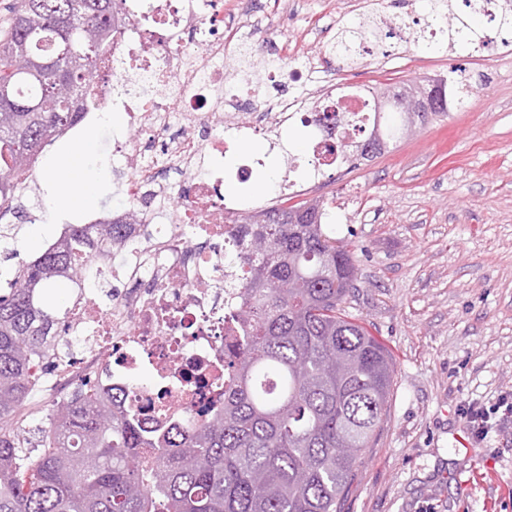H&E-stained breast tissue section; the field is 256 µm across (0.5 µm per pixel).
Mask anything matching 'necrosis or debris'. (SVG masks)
Here are the masks:
<instances>
[{
    "instance_id": "obj_1",
    "label": "necrosis or debris",
    "mask_w": 512,
    "mask_h": 512,
    "mask_svg": "<svg viewBox=\"0 0 512 512\" xmlns=\"http://www.w3.org/2000/svg\"><path fill=\"white\" fill-rule=\"evenodd\" d=\"M223 28L224 0H126L86 113L104 100L125 112L126 131L113 136L107 159L136 215L135 232L120 261L108 244L94 261L124 284L109 307L82 287L65 310L60 334L78 352H49L36 384L55 404L83 387L101 398L119 392L129 418L154 434L198 411L223 410L224 355L243 334L236 323L240 271L225 261L224 246L250 212L257 163L241 155L234 176L243 189L225 199L224 135L242 128L279 134L308 120L313 156L335 163L325 147L336 128L317 121L316 104L265 97L245 111L249 88L224 73ZM237 50L264 62L262 86L314 80V68L276 66L255 25L241 26ZM144 370L150 378L141 384Z\"/></svg>"
}]
</instances>
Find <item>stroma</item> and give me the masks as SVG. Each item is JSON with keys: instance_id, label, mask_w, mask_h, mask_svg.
<instances>
[{"instance_id": "stroma-1", "label": "stroma", "mask_w": 512, "mask_h": 512, "mask_svg": "<svg viewBox=\"0 0 512 512\" xmlns=\"http://www.w3.org/2000/svg\"><path fill=\"white\" fill-rule=\"evenodd\" d=\"M254 15L280 57L336 71L333 97L349 86L423 84L461 66L474 75L447 116L402 137L372 160L325 175L296 161L297 178L323 200V221L356 246L359 289L349 303L396 364L389 413L364 453L344 512H512V417L472 439L460 408L512 392V44L482 20L480 47L426 48L418 27L429 0H378L391 31L381 53L333 60L339 29L355 28L354 0H258ZM242 0H224V61L235 80L256 79L235 44ZM26 218L0 220V271L37 258L32 218L73 224L35 181Z\"/></svg>"}]
</instances>
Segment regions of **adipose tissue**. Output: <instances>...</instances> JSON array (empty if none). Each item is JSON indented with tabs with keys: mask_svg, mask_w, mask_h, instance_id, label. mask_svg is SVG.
I'll return each instance as SVG.
<instances>
[{
	"mask_svg": "<svg viewBox=\"0 0 512 512\" xmlns=\"http://www.w3.org/2000/svg\"><path fill=\"white\" fill-rule=\"evenodd\" d=\"M97 140L93 131L60 145L46 160L43 180L62 198L66 210L81 212L92 209L99 200V189L89 171Z\"/></svg>",
	"mask_w": 512,
	"mask_h": 512,
	"instance_id": "obj_1",
	"label": "adipose tissue"
}]
</instances>
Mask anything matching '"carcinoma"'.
Returning a JSON list of instances; mask_svg holds the SVG:
<instances>
[{
  "instance_id": "carcinoma-1",
  "label": "carcinoma",
  "mask_w": 512,
  "mask_h": 512,
  "mask_svg": "<svg viewBox=\"0 0 512 512\" xmlns=\"http://www.w3.org/2000/svg\"><path fill=\"white\" fill-rule=\"evenodd\" d=\"M124 0H17L0 37V203L13 173L79 124ZM449 39L477 37L456 17ZM71 87L60 96L44 65ZM383 140L404 113L375 112ZM319 203L263 210L237 240L246 336L224 364V410L163 435L111 397L77 396L31 447L6 427L33 391L58 312L43 290L74 281L82 256L124 245L133 224H75L35 260L0 272V512H342L387 415L394 363L347 310L355 250L328 236Z\"/></svg>"
}]
</instances>
